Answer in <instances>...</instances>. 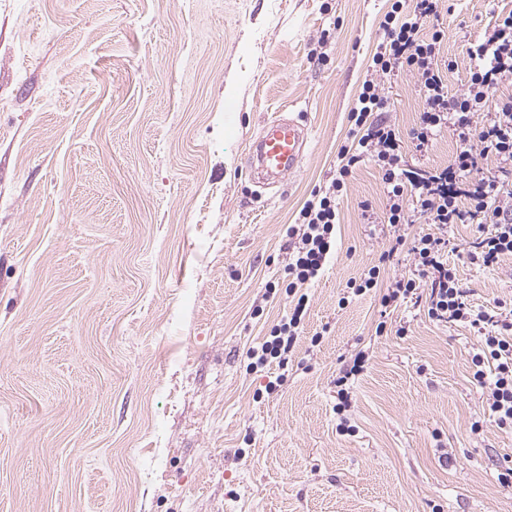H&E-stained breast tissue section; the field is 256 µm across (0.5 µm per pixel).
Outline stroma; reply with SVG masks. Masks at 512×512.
<instances>
[{
    "instance_id": "obj_1",
    "label": "stroma",
    "mask_w": 512,
    "mask_h": 512,
    "mask_svg": "<svg viewBox=\"0 0 512 512\" xmlns=\"http://www.w3.org/2000/svg\"><path fill=\"white\" fill-rule=\"evenodd\" d=\"M392 2L0 0V512H512L477 333L347 293L392 238L362 216L385 210L372 164L348 181L287 367H249L288 313V226L336 173ZM449 3L456 94L512 0ZM385 94L409 135L413 78ZM286 107L310 150L273 192L247 156ZM459 146L447 128L403 159L445 167ZM409 231L446 235L472 306L512 302V254L464 256L477 225ZM361 349L341 434L336 376Z\"/></svg>"
}]
</instances>
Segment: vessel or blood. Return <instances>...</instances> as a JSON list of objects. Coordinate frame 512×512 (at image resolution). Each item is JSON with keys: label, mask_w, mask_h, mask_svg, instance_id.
Returning a JSON list of instances; mask_svg holds the SVG:
<instances>
[{"label": "vessel or blood", "mask_w": 512, "mask_h": 512, "mask_svg": "<svg viewBox=\"0 0 512 512\" xmlns=\"http://www.w3.org/2000/svg\"><path fill=\"white\" fill-rule=\"evenodd\" d=\"M310 145V129L283 113L267 118L249 151V172L264 189L283 185L296 174Z\"/></svg>", "instance_id": "b4317fda"}]
</instances>
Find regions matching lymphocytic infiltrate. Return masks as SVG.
<instances>
[{"mask_svg":"<svg viewBox=\"0 0 512 512\" xmlns=\"http://www.w3.org/2000/svg\"><path fill=\"white\" fill-rule=\"evenodd\" d=\"M440 3L414 0L407 9L394 0L386 13L382 39L349 112L350 140L338 151L336 175L312 191L297 222L288 227L286 291L295 304L248 355L258 368L273 360L287 366L306 314L308 297L303 288L321 275L335 253L339 205L347 181L357 167L370 162L381 177L392 244L364 278L349 282V289L360 295L378 287L382 306L395 307L415 299L422 302L429 320L485 328L471 357L472 379L498 428L512 431V319L502 310L476 309L465 303L466 290L444 258L447 239L405 230L412 212L443 227L488 224L491 232L480 236L466 253L470 263L490 267L500 256L512 253V97L495 94L499 84L512 76V11L498 14L484 40L469 47L474 66L464 90L452 95L446 73L454 62L442 55L447 33L439 27L431 35L423 33L427 23L438 18ZM401 73L415 78L423 102L412 130L415 151L426 153L448 127L459 138L460 149L447 167L405 165L399 129L380 117L388 109L384 85ZM488 156L501 160L498 173L475 177L478 158ZM403 251L412 257L416 277L380 285L382 265ZM367 360L365 352H357L336 379L337 431L353 430L346 416L350 389L364 373Z\"/></svg>","mask_w":512,"mask_h":512,"instance_id":"1","label":"lymphocytic infiltrate"}]
</instances>
